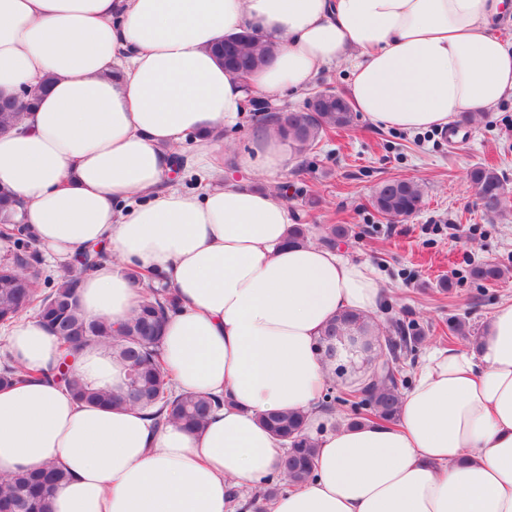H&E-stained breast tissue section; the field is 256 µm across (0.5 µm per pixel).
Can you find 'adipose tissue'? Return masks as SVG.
<instances>
[{"label": "adipose tissue", "instance_id": "adipose-tissue-1", "mask_svg": "<svg viewBox=\"0 0 512 512\" xmlns=\"http://www.w3.org/2000/svg\"><path fill=\"white\" fill-rule=\"evenodd\" d=\"M511 12L512 0H0V96L41 89L0 134L16 221L52 263L108 253L80 284L87 318L117 326L137 309L125 266L162 273L179 304L163 340L176 391L226 400L191 432L77 402L49 379L3 387L0 474L67 471L51 512H250L230 487L258 492L284 452L261 416L299 411L319 429L315 342L339 312L376 310L385 293L368 264L289 244L295 215L279 193L217 183L216 132L250 97L296 95L340 65L352 107L386 127L489 112L512 95V42L496 32ZM246 29L276 54L243 78L213 49ZM188 140L213 179L200 192L165 184L171 146ZM290 157L263 129L237 164L273 176ZM0 338L24 369L61 361L39 318ZM73 365L96 389L124 380L95 343ZM272 512H512V303L475 350L429 352L397 423L320 431L311 477L281 489Z\"/></svg>", "mask_w": 512, "mask_h": 512}]
</instances>
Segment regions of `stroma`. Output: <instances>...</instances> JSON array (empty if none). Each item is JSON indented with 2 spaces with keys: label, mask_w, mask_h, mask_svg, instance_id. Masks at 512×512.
Instances as JSON below:
<instances>
[{
  "label": "stroma",
  "mask_w": 512,
  "mask_h": 512,
  "mask_svg": "<svg viewBox=\"0 0 512 512\" xmlns=\"http://www.w3.org/2000/svg\"><path fill=\"white\" fill-rule=\"evenodd\" d=\"M263 118L247 111L219 130L225 178L280 189L309 228L311 242L329 225L348 227L338 252L369 264L387 291V307L375 311L376 320H414L428 328L418 348L401 360L406 375H414L432 346L468 350L469 339L450 337L449 322L463 319L483 329L499 304L512 301V277L484 286L469 276L473 262L512 268V196L504 216H487L466 180L482 163L497 167L512 184V97L484 121L457 120L460 136L453 141L442 130L383 128L356 113L350 130L329 133L271 179L242 173L233 163L235 154L251 150ZM392 178L415 180L425 191L422 210L399 223L370 206L376 186Z\"/></svg>",
  "instance_id": "stroma-1"
}]
</instances>
